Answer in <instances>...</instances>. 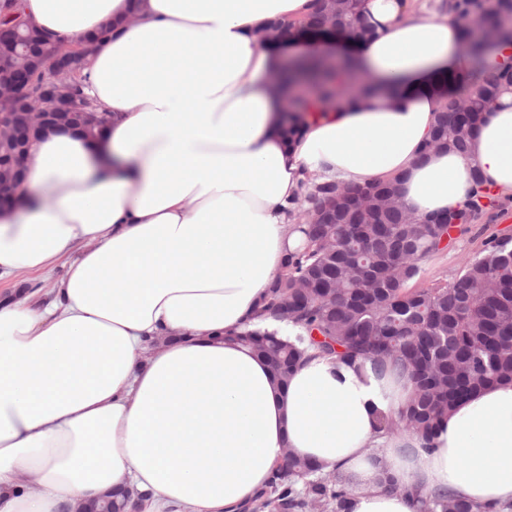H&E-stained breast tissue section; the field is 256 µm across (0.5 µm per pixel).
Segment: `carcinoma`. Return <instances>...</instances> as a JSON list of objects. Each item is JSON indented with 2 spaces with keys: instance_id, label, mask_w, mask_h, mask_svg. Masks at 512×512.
Instances as JSON below:
<instances>
[{
  "instance_id": "obj_1",
  "label": "carcinoma",
  "mask_w": 512,
  "mask_h": 512,
  "mask_svg": "<svg viewBox=\"0 0 512 512\" xmlns=\"http://www.w3.org/2000/svg\"><path fill=\"white\" fill-rule=\"evenodd\" d=\"M357 2L349 0L336 13V27L348 38H370L374 26ZM439 9L452 10L466 23L464 36H469L474 0H442ZM354 70L350 58L334 67L316 60L301 66L289 63L281 73L282 86L295 82V72H309L321 88L314 101L327 106L347 93L346 77ZM87 79L79 72L72 81L81 109L88 106ZM511 86L512 71L487 77L466 96L442 92L444 104L434 132L444 146L466 151L487 100L498 99L503 88ZM312 102H298L295 111H311ZM349 191L348 186L330 183L309 195L348 213L306 224L305 246L289 255L262 309L270 323L292 324L304 333L284 341L275 330L247 329L232 340L252 348L268 364H288L278 374L282 383L300 365L307 347L345 362L372 357L400 362L411 369L416 387L406 406L386 419L382 429L387 434L413 433L428 445L437 420L471 392L512 381V240H486L449 285L409 289L406 284L417 276L420 260L438 251L437 243L450 224L443 216L422 220L401 204L362 213L360 195ZM498 206L480 190L454 217L463 224H481ZM348 496L344 478H319L313 463L293 456L286 464L277 463L255 510L346 512ZM423 503V512H476L457 494L429 495Z\"/></svg>"
}]
</instances>
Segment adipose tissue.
I'll list each match as a JSON object with an SVG mask.
<instances>
[{
    "label": "adipose tissue",
    "instance_id": "ef3b65f1",
    "mask_svg": "<svg viewBox=\"0 0 512 512\" xmlns=\"http://www.w3.org/2000/svg\"><path fill=\"white\" fill-rule=\"evenodd\" d=\"M313 5L21 0L50 39L100 36L87 91L112 122L98 145L73 131L37 141L19 208L0 212V280L15 283L0 297V512H84L109 492L137 512H240L287 448L348 478V512H420L431 493L512 504V382L458 403L427 448L380 430L415 390L401 365L314 350L282 386L227 339L303 246L295 202L318 185L392 184L422 219L478 186L512 197V90L466 152L424 148L432 84L471 65L461 21L362 0L369 40H265ZM332 51L380 92L302 114L286 141L263 75L282 55ZM59 267L50 300L23 279Z\"/></svg>",
    "mask_w": 512,
    "mask_h": 512
}]
</instances>
